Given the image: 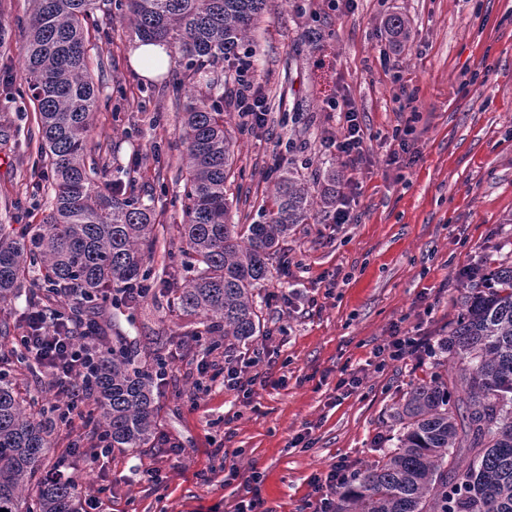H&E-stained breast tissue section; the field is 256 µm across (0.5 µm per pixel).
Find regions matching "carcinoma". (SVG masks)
Segmentation results:
<instances>
[{
    "mask_svg": "<svg viewBox=\"0 0 512 512\" xmlns=\"http://www.w3.org/2000/svg\"><path fill=\"white\" fill-rule=\"evenodd\" d=\"M21 45V79L37 112L38 151L51 181L50 211L16 232L0 224V305L31 286L68 301L50 308L80 321L123 289L149 285L155 252L154 209L122 182L101 190L93 179L94 113L100 91L88 63L89 29L117 10L143 42H165L174 67L172 92L193 89L181 117L186 177L181 246L168 253L186 273L171 289L172 306L196 317L216 346L235 348L264 334L259 305L269 260L299 224L336 204L340 173L305 179L278 165L265 221L228 224L226 181L234 161L224 131V61L239 46L266 0H31ZM464 310L439 339L435 370L402 395L391 418L394 447L355 472L336 496V512H512V262L472 281ZM162 343L147 352L119 334L101 353L97 381L86 391V416L105 432L112 452L145 448L158 430L154 372ZM458 365L448 375V361ZM58 415L35 411L0 373V509L79 512L81 491L40 476Z\"/></svg>",
    "mask_w": 512,
    "mask_h": 512,
    "instance_id": "carcinoma-1",
    "label": "carcinoma"
}]
</instances>
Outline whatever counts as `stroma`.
Listing matches in <instances>:
<instances>
[{
  "label": "stroma",
  "mask_w": 512,
  "mask_h": 512,
  "mask_svg": "<svg viewBox=\"0 0 512 512\" xmlns=\"http://www.w3.org/2000/svg\"><path fill=\"white\" fill-rule=\"evenodd\" d=\"M29 11V0H0V22L13 37L0 48V155L9 159L0 166V224L17 228L42 223L49 201L32 140L34 104L8 86L22 67ZM394 15L407 22L405 42L385 30ZM134 43L117 14L90 35L100 88L93 139L106 180L154 201L160 235L150 265L160 295L107 307L102 323L140 343L161 337L176 376L157 396L159 430L181 452L168 458L160 489L136 474L153 447L93 466L78 454L69 462L84 487L113 491L106 512H233L244 494L240 478L255 470L265 512H308L313 475L340 460L362 467L393 447L394 405L433 369L426 355L414 366L391 361L374 370L375 349L398 328L436 343L464 309L469 270L512 260V0H267L247 75L267 104L264 128L245 125L231 102L236 70H224V127L235 145L227 186L241 195L231 223L258 221L278 160L309 180L339 165L325 144L338 128L332 100H349L370 141L362 169L341 171L351 223L320 213L269 262L263 294L285 288L293 304L262 310L267 334L253 346L269 350L278 383L248 397L219 385L196 390L182 356L200 325L167 303L168 254L180 245V109L169 74L149 80L135 71ZM398 129L410 132L414 163L387 162ZM285 262L293 274L284 279ZM350 372L364 380L347 393L337 382ZM300 434L306 446L290 447ZM218 446L223 456L210 457ZM202 469L208 480L197 479ZM233 469L238 479H230Z\"/></svg>",
  "instance_id": "1"
}]
</instances>
